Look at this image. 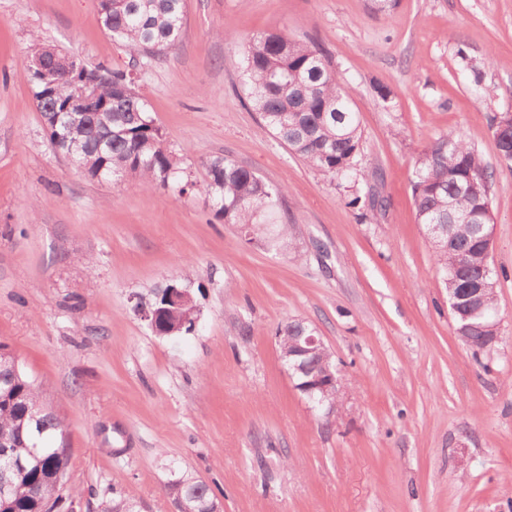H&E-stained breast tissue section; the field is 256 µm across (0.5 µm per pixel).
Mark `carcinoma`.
Returning a JSON list of instances; mask_svg holds the SVG:
<instances>
[{
    "mask_svg": "<svg viewBox=\"0 0 512 512\" xmlns=\"http://www.w3.org/2000/svg\"><path fill=\"white\" fill-rule=\"evenodd\" d=\"M102 27L110 39L130 54L151 62L176 47L184 33V0H99ZM59 50L33 41L22 59L33 94L41 100L42 120L49 140L62 155L92 180H138L145 190L171 189L184 195L193 183L183 179L176 153L167 144L148 104L136 90V78L124 70L99 66L70 72L53 67ZM243 77L248 105L260 114L263 127L311 168L330 179L366 178L358 168L362 149L359 113L351 91L341 82L333 62L313 42L281 32L257 35L243 50ZM96 80L100 113L89 116L78 102L85 76ZM206 193L215 220L232 224L245 240L269 247L291 242L293 224L282 208L285 185H271L253 170L224 156L205 163ZM492 172L474 146L460 136L442 135L421 150L411 178L417 222L448 225L447 240L432 243L445 288L457 291L482 275L497 281L482 241V229L493 222L489 202ZM496 291L485 293L483 315L464 320L455 316L458 333L471 349L484 348L497 322ZM195 303L172 307L159 317L162 325L179 328L196 320ZM314 326L290 319L278 328L280 345L306 336ZM42 404L40 390L25 374H0V436L13 440L12 454L28 462L26 471L12 475L0 512H45L62 506L61 483L66 448L47 443L64 437L63 421L51 410L42 416L43 431L32 436L23 419L28 407ZM189 512H206L216 502L215 491L193 475L179 489Z\"/></svg>",
    "mask_w": 512,
    "mask_h": 512,
    "instance_id": "carcinoma-1",
    "label": "carcinoma"
}]
</instances>
